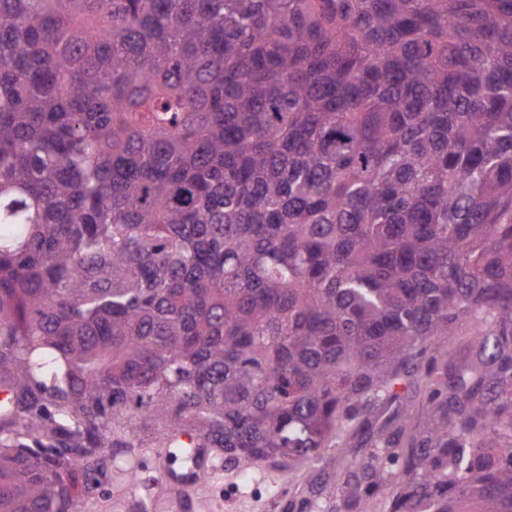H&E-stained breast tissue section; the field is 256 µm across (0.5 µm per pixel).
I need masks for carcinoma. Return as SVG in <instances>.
<instances>
[{
    "instance_id": "obj_1",
    "label": "carcinoma",
    "mask_w": 512,
    "mask_h": 512,
    "mask_svg": "<svg viewBox=\"0 0 512 512\" xmlns=\"http://www.w3.org/2000/svg\"><path fill=\"white\" fill-rule=\"evenodd\" d=\"M347 444L284 512H512V0H0V512Z\"/></svg>"
}]
</instances>
